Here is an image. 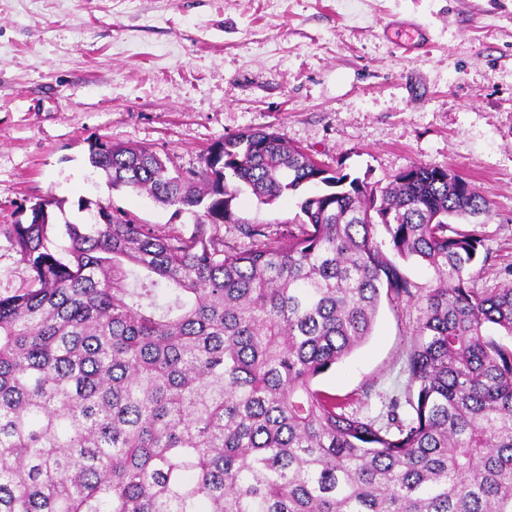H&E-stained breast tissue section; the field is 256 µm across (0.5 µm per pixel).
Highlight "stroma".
<instances>
[{"label":"stroma","mask_w":512,"mask_h":512,"mask_svg":"<svg viewBox=\"0 0 512 512\" xmlns=\"http://www.w3.org/2000/svg\"><path fill=\"white\" fill-rule=\"evenodd\" d=\"M422 47L410 48L414 31ZM276 132L317 162L387 185L415 164L448 166L491 203L476 288L512 264V0H0V226L57 200L191 231L192 214L112 188L87 163L95 139L151 147L182 171L224 136ZM299 198L234 202L272 231ZM415 302L381 299L369 339L315 381L377 416L405 387Z\"/></svg>","instance_id":"stroma-1"}]
</instances>
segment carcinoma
<instances>
[{
	"label": "carcinoma",
	"mask_w": 512,
	"mask_h": 512,
	"mask_svg": "<svg viewBox=\"0 0 512 512\" xmlns=\"http://www.w3.org/2000/svg\"><path fill=\"white\" fill-rule=\"evenodd\" d=\"M88 163L211 223L161 231L97 203L60 230L47 197L0 227L27 271L0 292V512H512V283L474 287L483 239L457 221L491 204L470 181L420 163L381 187L264 129L189 175L106 140ZM320 184L277 241L244 224L252 246L224 245L243 189L270 204ZM384 295L421 316L378 420L314 381Z\"/></svg>",
	"instance_id": "carcinoma-1"
}]
</instances>
